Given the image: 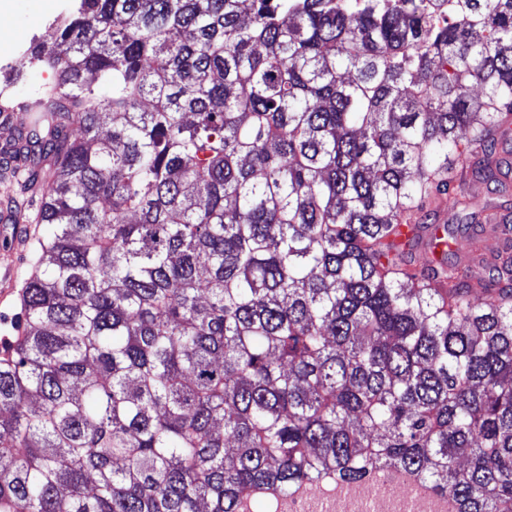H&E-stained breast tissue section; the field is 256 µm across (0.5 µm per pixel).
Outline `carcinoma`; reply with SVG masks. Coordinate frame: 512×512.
<instances>
[{
  "label": "carcinoma",
  "instance_id": "1",
  "mask_svg": "<svg viewBox=\"0 0 512 512\" xmlns=\"http://www.w3.org/2000/svg\"><path fill=\"white\" fill-rule=\"evenodd\" d=\"M75 2L14 138L53 232L0 512H276L391 467L512 512V226L424 221L503 186L512 0Z\"/></svg>",
  "mask_w": 512,
  "mask_h": 512
}]
</instances>
